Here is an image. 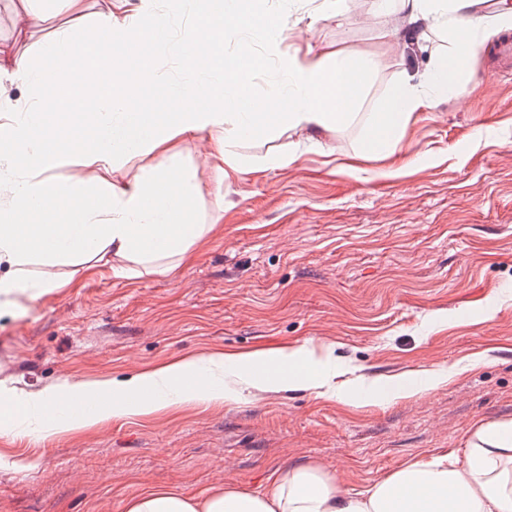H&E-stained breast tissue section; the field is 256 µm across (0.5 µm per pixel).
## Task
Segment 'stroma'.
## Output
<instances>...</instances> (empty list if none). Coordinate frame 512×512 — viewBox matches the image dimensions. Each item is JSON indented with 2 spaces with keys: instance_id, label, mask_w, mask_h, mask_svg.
<instances>
[{
  "instance_id": "1",
  "label": "stroma",
  "mask_w": 512,
  "mask_h": 512,
  "mask_svg": "<svg viewBox=\"0 0 512 512\" xmlns=\"http://www.w3.org/2000/svg\"><path fill=\"white\" fill-rule=\"evenodd\" d=\"M322 2L245 0L254 16L285 17L288 46L375 57L365 111H381L402 72L429 65L389 18H370V0H347L345 20L324 17ZM107 11L122 18L134 6L85 0L79 19L65 0L30 12L0 0V47L37 56ZM488 21L484 32L431 34L442 55L458 40L480 47L452 61L464 89L410 125L400 144L409 168L376 159L351 125L328 133L322 152L296 137L295 162L222 183L207 138H175L205 223L224 226L192 265L90 273L0 311V378L24 391L214 349L307 344L329 353L335 397L256 391L60 434L24 407H0V512H121L148 487L261 492L297 462L323 465L353 492L423 457H462L473 422L512 418V72L493 54L512 14L497 8ZM145 57L164 77L195 76L147 43L115 63L134 69ZM434 373L435 387L391 398Z\"/></svg>"
}]
</instances>
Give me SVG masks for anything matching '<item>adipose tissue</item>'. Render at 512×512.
<instances>
[{"label": "adipose tissue", "mask_w": 512, "mask_h": 512, "mask_svg": "<svg viewBox=\"0 0 512 512\" xmlns=\"http://www.w3.org/2000/svg\"><path fill=\"white\" fill-rule=\"evenodd\" d=\"M477 0H373L372 16H392L406 38L423 47L427 33L473 26ZM228 27L248 29L239 0H196L186 38L174 44L187 55L188 41L222 47ZM259 28L276 59L279 79L264 101L239 91L262 59L242 45L234 65L222 57L201 61L199 79L166 86L163 111L134 112L131 98L118 94L127 75L103 65L100 51L124 46L131 33L163 47L131 21L104 14L86 38L61 32L44 44L43 57L79 56L82 69L50 76L38 63L0 48V80L21 81L27 89L22 107L0 124V188L8 201L0 206V299L18 294L38 299L76 286L79 273L112 272L116 277L166 273L190 265L197 245L215 232L199 221L198 193L192 170L169 143L179 135H208L211 155L221 164V178L294 161L288 151L245 159L239 152L253 134L264 104L279 111L271 138L300 136L320 144L323 134L349 125L374 67L372 59L313 49L281 51L285 21L262 18ZM55 82L78 106L56 120L57 98L44 92ZM460 74L443 62L415 74H403L392 86L386 111L366 129L369 152L383 160L401 157L405 132L424 109L439 100ZM96 116L92 135L76 132ZM167 152L164 168L143 167L126 182L104 180L116 160L152 151ZM76 164L94 169L89 180L68 181L58 169ZM75 266L67 278L38 280L28 274L32 263ZM292 368L312 371L310 352L302 346L227 354L213 351L183 357L138 371L123 379H92L72 384L66 395L53 390L24 392L0 380V404H21L49 414L52 432L94 427L124 416H149L189 403L237 401L254 390L275 391L273 375ZM235 377V386L215 382L213 370ZM72 398L91 404L88 412L65 413ZM463 459L432 457L414 461L370 487L341 490L321 466L299 463L277 470L261 493L230 485L207 488L189 499L174 489L148 488L129 497L124 512H512V419L474 423L464 438Z\"/></svg>", "instance_id": "ef3b65f1"}]
</instances>
